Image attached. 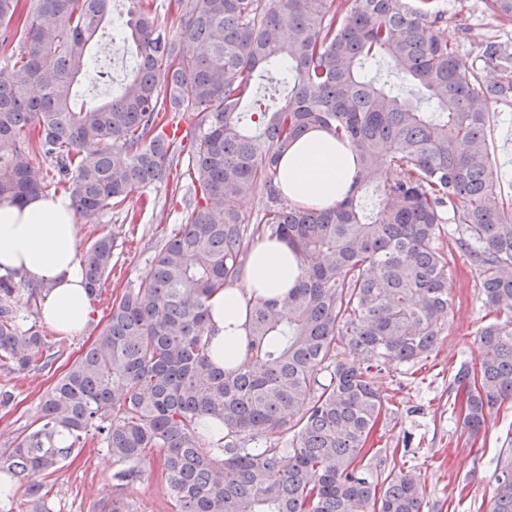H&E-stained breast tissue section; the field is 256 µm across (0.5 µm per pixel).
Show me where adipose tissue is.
<instances>
[{"instance_id": "ef3b65f1", "label": "adipose tissue", "mask_w": 512, "mask_h": 512, "mask_svg": "<svg viewBox=\"0 0 512 512\" xmlns=\"http://www.w3.org/2000/svg\"><path fill=\"white\" fill-rule=\"evenodd\" d=\"M355 176L351 149L321 129L295 140L283 154L277 184L290 202L308 209L335 207ZM79 226L70 198L38 194L0 203V274L14 273L43 287L41 318L67 336L92 319V299L78 250ZM301 274L295 252L280 240L255 244L238 282L208 300L210 361L231 369L245 356L247 304L283 297Z\"/></svg>"}]
</instances>
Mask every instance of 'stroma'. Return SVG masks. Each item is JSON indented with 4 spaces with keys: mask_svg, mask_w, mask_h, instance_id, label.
<instances>
[{
    "mask_svg": "<svg viewBox=\"0 0 512 512\" xmlns=\"http://www.w3.org/2000/svg\"><path fill=\"white\" fill-rule=\"evenodd\" d=\"M445 13L442 30L450 45L461 54L479 55L490 37L512 42V22L494 15L485 0H439ZM129 57L122 43H115L111 59L100 61L107 72L104 80L81 81L82 99L111 93L123 79ZM495 116L488 128V140L501 194L512 202V101L493 104ZM173 176L152 185L148 197L167 204L168 216L157 220L151 209L142 207L138 195L121 205L91 216H78L79 249H87L102 233L112 235L116 250L112 270L101 292L93 299L94 318L80 335L66 338L63 356L51 368L11 374L0 368V388L13 391L11 407L0 408V448H5L25 430L33 428L42 414V397L94 342L105 324L113 300L124 288L139 284L149 269L152 250L158 240L177 232L185 221L180 202L170 200ZM445 250L453 259L448 268V295L452 312L438 348L424 362L405 365L383 373L377 385L388 395L396 413L373 429L368 446L376 460L390 459L393 449L409 448L411 464L426 478L430 502L450 507L451 512H484L494 485L495 459L501 448L512 442V409L499 411L485 433L475 438L462 435L453 414L457 397L451 376L462 362L475 361L479 349L475 332L485 314L480 299L477 273L469 259L457 251L451 238H444ZM162 458L151 454L140 481L123 492L139 512H170L158 479ZM113 463L98 441L87 442L79 456L59 477L49 480V498L54 512H100L114 495Z\"/></svg>",
    "mask_w": 512,
    "mask_h": 512,
    "instance_id": "35a3bbf8",
    "label": "stroma"
}]
</instances>
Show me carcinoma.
Returning a JSON list of instances; mask_svg holds the SVG:
<instances>
[{"instance_id": "carcinoma-1", "label": "carcinoma", "mask_w": 512, "mask_h": 512, "mask_svg": "<svg viewBox=\"0 0 512 512\" xmlns=\"http://www.w3.org/2000/svg\"><path fill=\"white\" fill-rule=\"evenodd\" d=\"M127 2L115 19L112 0H0L3 42L15 45L0 83V201L44 189L37 154L83 214L174 166L194 186L185 224L43 395L41 421L12 442L0 473L26 481L29 512H53L45 479L91 437L112 455L119 491L160 451L171 512H424L415 467L379 472L363 453L395 413L376 378L440 343L451 303L439 241L451 221L486 310L478 360L453 376L462 431L478 435L512 404V204L487 135L491 105L512 97V45L484 44L480 60L503 72L484 85L476 60L442 36L438 0H177L169 24L153 0ZM116 32L135 46L131 71L104 100L77 101L80 78L97 70L92 42ZM377 58L409 90L365 77ZM170 112L188 117L189 145L163 138ZM314 128L357 160L328 210L291 204L276 185L283 153ZM257 190L260 217L246 224L230 199ZM274 239L301 259L298 282L251 304L244 359L216 368L206 303L239 280L251 246ZM113 250L104 234L83 253L92 297ZM19 292L0 275V367L45 369L60 353L25 325L38 290L23 304ZM206 416L224 437L203 432ZM486 512H512V448L497 457Z\"/></svg>"}]
</instances>
